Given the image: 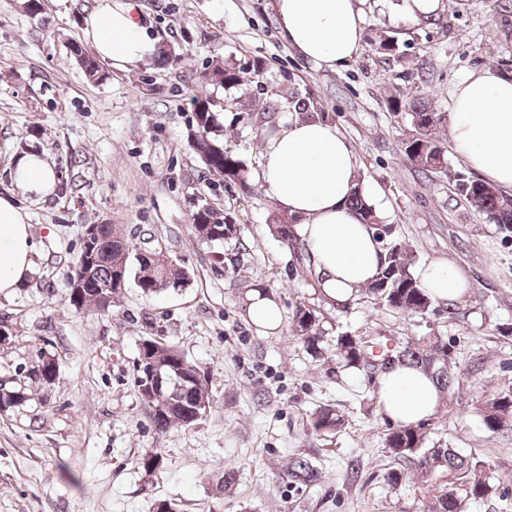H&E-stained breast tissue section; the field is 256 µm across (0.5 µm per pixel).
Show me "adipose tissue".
<instances>
[{
	"label": "adipose tissue",
	"instance_id": "1",
	"mask_svg": "<svg viewBox=\"0 0 512 512\" xmlns=\"http://www.w3.org/2000/svg\"><path fill=\"white\" fill-rule=\"evenodd\" d=\"M360 0H273L280 31L304 59L333 71L362 50L365 21ZM96 54L127 70L151 58L156 41L143 26L135 0H99L84 22ZM455 155L497 186L512 188V76L487 66L453 87L447 113ZM360 161L335 124L290 112L285 124L265 139L254 178L280 211L297 218V233L314 260L317 286L332 303H345L378 272L382 246L377 228L362 223L348 199L360 190L377 219L390 203L376 181L359 180ZM12 192L0 194V295L26 281L39 244L20 198L53 194L59 175L45 154H16L10 170ZM414 275L431 297L444 301L465 293L461 268L449 261L420 263ZM381 413L397 425L418 424L437 410V389L423 371L398 366L382 373L375 389Z\"/></svg>",
	"mask_w": 512,
	"mask_h": 512
}]
</instances>
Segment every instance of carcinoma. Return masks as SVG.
<instances>
[{
    "mask_svg": "<svg viewBox=\"0 0 512 512\" xmlns=\"http://www.w3.org/2000/svg\"><path fill=\"white\" fill-rule=\"evenodd\" d=\"M369 42L372 50L392 66L405 68L410 65L409 54L400 49L398 39L390 28L375 30ZM73 51L89 79L97 82L106 79L96 55L78 46ZM263 70L262 63L258 61L244 64L232 61L202 72L200 78L204 83L213 79L230 89L248 82L249 78ZM192 105L195 126L192 147L200 160L209 171L219 175L224 184L252 192L247 168L227 144L223 130L215 121L211 98L206 94L195 95ZM280 105L279 94L274 91L261 111L245 115L246 122L258 132L266 130L272 134L275 132L273 115ZM288 105L296 111L327 118V114L309 95L291 92L288 94ZM387 109L393 117L401 116L409 124L402 139V148L420 175L429 179L448 178L455 193L470 203L484 222L497 225L503 233H512L511 194L462 172L448 171V146L437 135V127L445 120V113L435 111L426 97L402 99L391 95L387 98ZM349 204L363 223L378 227L377 237L383 249L380 271L361 294L400 316L424 319L445 313L448 320H457L459 309L455 301L448 299L444 301L445 308H437L435 300L414 277V254L391 237V227L375 218L360 195L352 194ZM191 223L199 240L207 243L222 242L237 233V227L229 215L202 200L191 213ZM295 224L293 217H278L272 224V230L279 241L294 253L297 265L293 274L301 276L312 270V266L309 254L295 233ZM133 252L135 249L131 242L115 225H97L94 246L83 243L73 262V265L82 268V277L80 294L70 290L71 305L77 308L94 305L103 312L108 311L103 294L116 292L112 288V274L119 268L124 269L126 276H134L138 287L147 295L171 288L175 282H187L180 270L163 260L154 265L131 261L130 254ZM291 323L294 335L306 350L315 357L323 355L325 331L320 311L315 305L297 302ZM331 352L346 370L381 374L397 365L419 367L430 375L442 397L452 395L459 378L478 374L482 370V366L475 362L466 368L459 367L453 345L437 335L417 336L390 348L376 338L344 333L336 336L331 344ZM154 356L161 361L170 359L172 363L164 367L166 374L163 384L151 389L148 387L150 378L145 359ZM135 383L140 395L145 398L150 421L160 433L172 427L191 426L194 423L193 408L199 402H210L198 369L173 343L153 338L142 339ZM28 397L23 388L3 390L0 392V409L5 411L18 406ZM475 412L492 434L508 426L512 422V388L495 390L484 405L475 408ZM342 425L343 415L330 406L315 410L310 417L311 431L319 437L335 434ZM426 440L425 424L418 423L394 426L386 435L385 443L395 459L411 464L410 478L431 498V512H467L470 503L496 494L497 485L489 476L488 461L442 440L432 442L429 447Z\"/></svg>",
    "mask_w": 512,
    "mask_h": 512,
    "instance_id": "obj_1",
    "label": "carcinoma"
}]
</instances>
